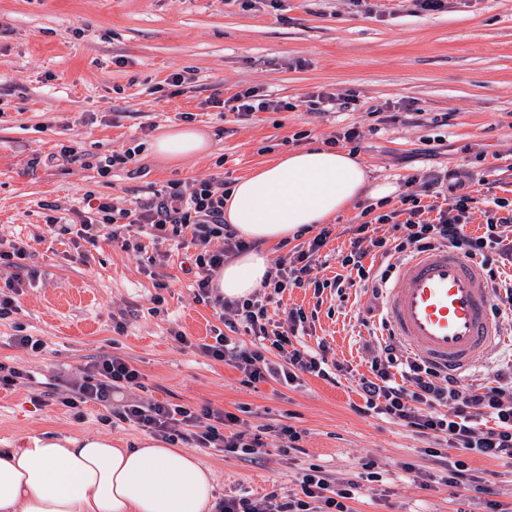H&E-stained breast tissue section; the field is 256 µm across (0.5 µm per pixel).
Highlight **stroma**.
<instances>
[{
  "label": "stroma",
  "instance_id": "obj_1",
  "mask_svg": "<svg viewBox=\"0 0 512 512\" xmlns=\"http://www.w3.org/2000/svg\"><path fill=\"white\" fill-rule=\"evenodd\" d=\"M182 74L173 90L168 79ZM257 87L296 103L292 112L228 115L206 104ZM326 90L350 101L344 111L309 113L298 103ZM399 105L391 120L384 107ZM196 113L207 153L182 163L158 160L151 143ZM363 137L357 159L374 180L408 193L405 180L461 167L478 201L472 224L484 223L488 195H512V0H448L439 12L414 0H0V239L28 243L37 276L18 298L19 311L0 320V360L35 372L41 390L51 378L80 375L96 355L117 353L142 375V389L114 394L228 412L246 407L248 429L290 424L304 429L303 451L289 457L266 447L260 458L195 449L215 475V496L255 498L294 488L300 468L315 462L333 477L353 475L373 456L387 477L383 495L366 493L356 512H451L446 471L425 455V440L380 417L356 414L368 334L355 315L367 293L354 291L345 309L320 313L309 345L327 341L354 372L341 385L307 375L296 386L276 381L246 387L240 372L203 353L181 350L173 332L210 341L218 316L194 299L193 276L180 260L150 262L149 252L99 240L89 264L74 261L69 237L47 233L46 207H81L87 195L118 205L149 195L150 185L176 179L236 180L280 154L323 145L347 125ZM302 140H294V133ZM104 157L140 146L147 174L40 164L58 144ZM492 178L493 188L483 185ZM169 288L152 314L154 276ZM124 321V332L115 324ZM44 339L38 354L10 346L16 327ZM88 407L77 420L66 407L34 406L26 388L0 389V448L43 434L100 435L134 443L142 430L100 422ZM414 464L421 478L404 467ZM488 499L512 503V467L472 463Z\"/></svg>",
  "mask_w": 512,
  "mask_h": 512
}]
</instances>
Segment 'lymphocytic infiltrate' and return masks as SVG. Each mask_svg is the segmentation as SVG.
<instances>
[{
  "mask_svg": "<svg viewBox=\"0 0 512 512\" xmlns=\"http://www.w3.org/2000/svg\"><path fill=\"white\" fill-rule=\"evenodd\" d=\"M220 115H251L257 112H288L294 103L271 98L256 87L239 90L222 98L208 99ZM466 171L413 175L407 182L419 185V192L402 195L396 207L384 213L366 205L361 221L348 226L347 248L337 250L339 267L330 278L316 277L326 265L324 247L332 240L330 227L297 244L285 257L275 261L269 280L243 300L224 299L213 281L225 261L253 249L224 221V197L229 189L222 180H171L153 190L146 199H136L122 207L111 198H98L96 204L75 215L46 218L49 230L73 235L96 245L97 227L107 228V238L122 249L132 246L131 233L147 232L153 244H168L170 251L193 248L194 297L197 302L220 306L222 330L213 342L191 343L182 333L174 339L180 347L197 351L237 369L243 386L275 380L285 384L300 381L304 375L340 384L349 369L329 360L325 344L309 346L304 337L312 330L317 312L301 307L283 309L280 319H272L268 306L274 296L289 288H313L315 298L330 294L346 301L349 288L368 290L380 298L393 274L396 261L412 253L453 247L477 260L492 290L491 312L501 323H512V276L502 273L505 262H512V199L496 197L485 209V222L478 233H468L471 209L476 199L464 192ZM445 185L440 203H424L433 187ZM388 234H381V226ZM223 243L213 249V240ZM29 255L24 242L0 248V268L8 276L0 291V319L18 309L17 298L25 282L20 274ZM251 336V344L240 341ZM141 375L122 356L103 353L95 357L77 379H66L56 396L76 419H83L87 406L98 404L110 409L119 421L149 431L170 445L187 443L198 448L253 456L267 445L282 454L300 450L304 432L281 424L253 432L241 428L238 415L210 406L197 409L165 402L130 399L113 407L117 390L141 388ZM361 402L354 410L361 416L378 415L406 428L412 434L432 441L430 457L440 459L448 471V485L455 488L454 512H466L470 493L481 492L480 479L469 464L482 457L512 464V358L494 373L493 383L468 386L447 372L425 362L404 356L398 341L387 337L370 361L366 375L359 378ZM385 481L376 461L369 456L358 462L354 478L333 479L322 465L312 463L300 475L294 489L268 493L260 499L227 496L215 505V512H354L353 504L362 491Z\"/></svg>",
  "mask_w": 512,
  "mask_h": 512,
  "instance_id": "1",
  "label": "lymphocytic infiltrate"
}]
</instances>
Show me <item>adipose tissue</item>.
Returning <instances> with one entry per match:
<instances>
[{
  "mask_svg": "<svg viewBox=\"0 0 512 512\" xmlns=\"http://www.w3.org/2000/svg\"><path fill=\"white\" fill-rule=\"evenodd\" d=\"M208 138L191 126L169 129L152 143L171 162L205 154ZM371 181L350 152L329 147L290 151L236 180L224 199V220L239 236L266 245L304 227L328 223L360 199L394 193ZM271 272L265 253L225 262L215 279L224 298H248ZM213 472L184 448L152 437L123 440L31 437L0 449V512H214Z\"/></svg>",
  "mask_w": 512,
  "mask_h": 512,
  "instance_id": "obj_1",
  "label": "adipose tissue"
}]
</instances>
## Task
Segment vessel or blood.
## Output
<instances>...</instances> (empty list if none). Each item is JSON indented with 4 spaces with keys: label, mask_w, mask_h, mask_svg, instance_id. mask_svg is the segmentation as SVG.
I'll return each instance as SVG.
<instances>
[{
    "label": "vessel or blood",
    "mask_w": 512,
    "mask_h": 512,
    "mask_svg": "<svg viewBox=\"0 0 512 512\" xmlns=\"http://www.w3.org/2000/svg\"><path fill=\"white\" fill-rule=\"evenodd\" d=\"M491 304L479 265L442 247L414 254L398 268L395 286L385 293V321L421 360L462 374L478 353L497 346Z\"/></svg>",
    "instance_id": "obj_1"
}]
</instances>
